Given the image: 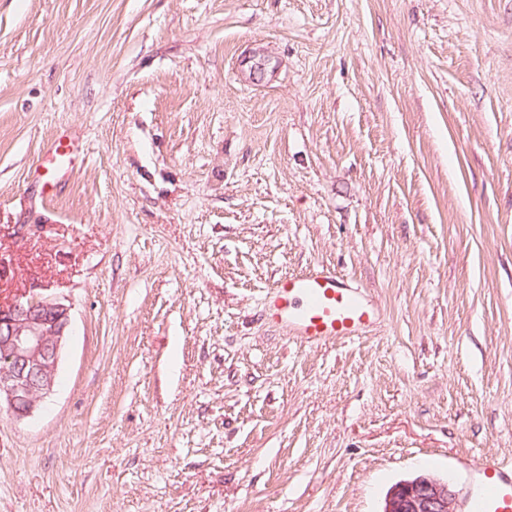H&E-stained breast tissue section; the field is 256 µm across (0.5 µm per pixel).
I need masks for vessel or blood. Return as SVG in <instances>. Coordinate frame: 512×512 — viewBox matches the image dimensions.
<instances>
[{
	"mask_svg": "<svg viewBox=\"0 0 512 512\" xmlns=\"http://www.w3.org/2000/svg\"><path fill=\"white\" fill-rule=\"evenodd\" d=\"M262 316L302 347L365 336L382 316L352 278L312 266L280 278L265 294ZM462 512H512V464L493 458L461 462Z\"/></svg>",
	"mask_w": 512,
	"mask_h": 512,
	"instance_id": "obj_1",
	"label": "vessel or blood"
}]
</instances>
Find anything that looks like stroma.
Masks as SVG:
<instances>
[{
	"mask_svg": "<svg viewBox=\"0 0 512 512\" xmlns=\"http://www.w3.org/2000/svg\"><path fill=\"white\" fill-rule=\"evenodd\" d=\"M313 265L383 322L265 323ZM22 295L72 333L44 405L0 412V512H382L512 464V0H0ZM457 492L449 479L417 475L394 486L382 512H458Z\"/></svg>",
	"mask_w": 512,
	"mask_h": 512,
	"instance_id": "stroma-1",
	"label": "stroma"
}]
</instances>
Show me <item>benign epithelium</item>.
<instances>
[{"instance_id":"benign-epithelium-1","label":"benign epithelium","mask_w":512,"mask_h":512,"mask_svg":"<svg viewBox=\"0 0 512 512\" xmlns=\"http://www.w3.org/2000/svg\"><path fill=\"white\" fill-rule=\"evenodd\" d=\"M260 80L270 59L241 61ZM71 306L47 297L20 296L0 304V410L17 420L33 414L51 394L62 348L71 324ZM454 483L418 475L394 486L383 512H457Z\"/></svg>"}]
</instances>
